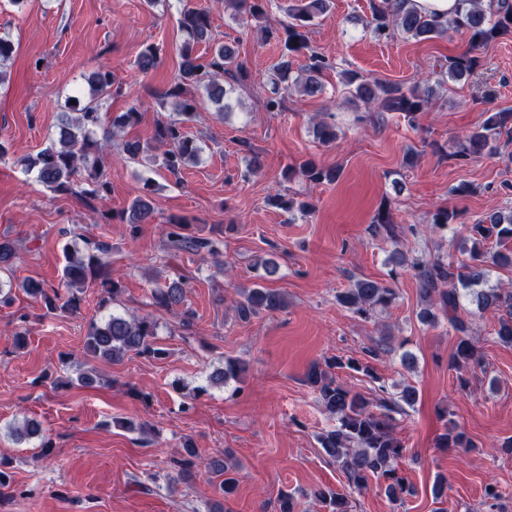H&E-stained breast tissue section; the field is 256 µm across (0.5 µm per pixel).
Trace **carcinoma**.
<instances>
[{"label": "carcinoma", "mask_w": 512, "mask_h": 512, "mask_svg": "<svg viewBox=\"0 0 512 512\" xmlns=\"http://www.w3.org/2000/svg\"><path fill=\"white\" fill-rule=\"evenodd\" d=\"M237 8L253 18L266 14L269 0H233ZM411 0H373L371 20L366 23L372 35L379 40H388L399 31L411 38L429 40L450 37L454 34L467 38V48L448 58L445 69L439 71L441 79L460 80L483 65L481 50L491 43L512 35V0H459V10L452 18L436 14H422L410 7ZM329 8V0H301L291 9L290 22L283 32L265 31V38H274L281 44L279 61L267 79L268 92L264 100L267 112H277L282 105L281 91L292 87L313 96L322 91L321 78L324 72L334 69V64L323 53L310 47L305 29ZM179 56L181 62L161 101L172 100L173 115L155 126L152 142L124 140L120 143L122 153L131 160L147 158L157 147H164L159 168L176 176L188 167L197 164L200 148L186 131V123L198 117L200 102L195 92L202 90L208 100L222 112L226 109L224 97L227 90L220 79L227 77L235 82L245 80L247 74L237 62L234 51L218 43L209 52L200 53L197 46L211 40L210 12L204 8L184 9L180 14ZM307 51L304 66L305 79L292 77L294 57ZM161 48L151 43L144 47L138 58V68L147 73L160 57ZM14 54L10 37L0 36V84L5 82ZM343 82L354 87L355 95L379 112H395L414 124L417 115L429 109V93H420L418 86L405 87L380 80L367 81L363 76L343 72ZM121 92L114 86L112 72L99 69L88 80L87 90L67 97L63 113L64 123L59 139L39 151L34 158L26 157L19 162L37 171V179L51 191L78 196L85 207L95 212L96 202L105 199L112 190L105 174L104 156L114 144L116 132L133 127L140 122L139 112L131 108L112 118L111 125L102 122L103 104L112 92ZM316 137L324 144L336 140V124L325 119L315 124ZM512 132V109L488 112L484 122L466 134L460 141L453 159L460 166L474 157L492 155L499 151L500 137ZM301 177L312 183H332L340 177V170L324 167L312 160H304L289 166L284 179L290 181ZM151 201L135 199L124 215L130 225L131 236H136L140 225L149 223L154 217ZM458 213L438 208L432 214L430 224L444 229L456 223ZM373 236L399 244L404 228L395 224L390 210L382 206L370 226ZM163 233L170 250L192 254H218L219 241L198 237L189 232V225L180 219H171ZM491 239L499 244L512 241V206L494 207L483 216L473 220L468 227L467 240L470 248L463 249L468 255L456 264L439 259H411L395 251L389 262V280L381 282L370 278H357L349 288L336 296L337 302L352 313L365 316L369 312L390 306L397 298L394 283L400 271L410 268L417 283L422 308L418 312L421 322L430 324L442 313L450 329L457 337L451 367L458 372L459 387L469 384V373L482 367L484 355L471 336L469 316L493 310L499 313L495 338L503 345H512V290L497 285H488L490 268H512V249L490 252L485 248ZM112 253V244L104 236L87 238L84 247L65 245L64 264L58 287L47 289L41 283L28 280L21 290L28 296L40 300L47 311L72 312L79 307L81 294L90 283H97L103 298L101 306L115 301L122 292L120 282L112 279L107 258ZM278 271L277 263L265 259L254 265L253 287L236 290L235 312L242 320L263 312L282 311L287 307L285 296L277 289L268 288L269 281ZM154 304L167 311H179L181 326L188 329L195 320V312L185 306L186 282L177 278L165 283L153 292ZM156 323L149 315L110 314L103 321L90 324L83 346V356L89 361L106 360L120 362L130 353L148 358L162 359L167 351L155 341ZM348 369L377 379L372 366L360 359L330 357L324 362L311 364L305 373L306 384L313 389L325 413L336 421V426L319 436L323 455L336 464L346 478L348 486L363 490L372 479L384 480V494L392 502L402 500L412 493L406 478L399 474L398 461L406 456V448L394 436L397 417L414 407L418 391L412 386L399 393L388 392L385 384L377 387V395L370 399L336 380V371ZM244 365L237 359H224V368L216 370L209 382L222 386L237 379ZM42 434L39 423L28 419L13 430L15 441L28 440ZM438 448H471L473 443L457 427L444 426L435 438ZM200 459L199 452L190 443L183 444L180 458L173 461L176 475L169 479L177 482L188 479ZM208 468L221 478L216 484L218 493L227 498L237 488L236 468L220 458H211ZM315 498L321 502L325 512H351L347 496L331 488L320 489Z\"/></svg>", "instance_id": "obj_1"}]
</instances>
